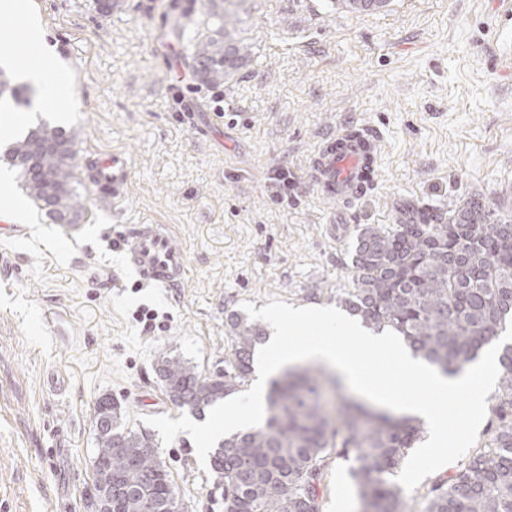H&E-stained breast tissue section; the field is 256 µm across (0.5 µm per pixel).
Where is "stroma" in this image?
<instances>
[{"label": "stroma", "mask_w": 512, "mask_h": 512, "mask_svg": "<svg viewBox=\"0 0 512 512\" xmlns=\"http://www.w3.org/2000/svg\"><path fill=\"white\" fill-rule=\"evenodd\" d=\"M30 2L55 53L44 79L70 75L73 106L2 111L0 136L46 120L78 132L80 165L116 151L129 177L118 199L111 181L86 183L73 228L9 186L24 207L0 227V512H91L97 399L120 403L133 428L178 419L157 358L212 375L243 303L335 305L361 225L394 224L403 202L512 207V0H391L371 14L238 0L234 36L250 57L220 86L200 84L188 57L204 0L189 19L184 0H124L109 15L100 0ZM362 126L380 134L372 184L323 199L310 178L323 135ZM139 224L170 232L185 282L147 285L126 267ZM157 451L182 512H224L188 434ZM322 492V512L356 494L349 461L331 458Z\"/></svg>", "instance_id": "obj_1"}]
</instances>
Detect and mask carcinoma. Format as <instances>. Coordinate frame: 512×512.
<instances>
[{
    "mask_svg": "<svg viewBox=\"0 0 512 512\" xmlns=\"http://www.w3.org/2000/svg\"><path fill=\"white\" fill-rule=\"evenodd\" d=\"M349 12L372 13L361 0H334ZM211 35L192 40L189 57L199 81L222 85L249 57L233 36L237 15L213 3ZM31 89L0 68V104H20ZM78 133L41 122L16 138L4 159L22 179L32 204L70 226L84 219L76 174ZM353 287L336 296L363 327L402 336L416 355L445 376L461 373L493 346L512 320V212L486 208L472 199L444 213L403 203L395 224H365L352 250ZM234 338L224 370L203 375L182 358L162 355L156 374L171 403L194 413L241 391L265 329L240 314L229 318ZM498 391L490 436L463 469L436 482L422 512H512V344L498 356ZM340 380L305 368L274 380L262 423L221 442L211 467L224 486V512H322L328 460L353 459L350 473L362 512H406L391 476L421 437L413 420L371 411L344 399L330 404L327 391ZM97 451L93 487L112 476L108 502L94 498V512H167L179 498L159 459L153 436L133 430L120 404L109 396L93 408Z\"/></svg>",
    "mask_w": 512,
    "mask_h": 512,
    "instance_id": "carcinoma-1",
    "label": "carcinoma"
}]
</instances>
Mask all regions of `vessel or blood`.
Instances as JSON below:
<instances>
[{
	"mask_svg": "<svg viewBox=\"0 0 512 512\" xmlns=\"http://www.w3.org/2000/svg\"><path fill=\"white\" fill-rule=\"evenodd\" d=\"M378 139L366 127L326 134L313 160L311 177L319 194L351 200L365 191L367 168L375 166ZM128 260L146 283L174 285L184 279L185 255L169 234L157 226L141 224L134 229Z\"/></svg>",
	"mask_w": 512,
	"mask_h": 512,
	"instance_id": "b4317fda",
	"label": "vessel or blood"
}]
</instances>
